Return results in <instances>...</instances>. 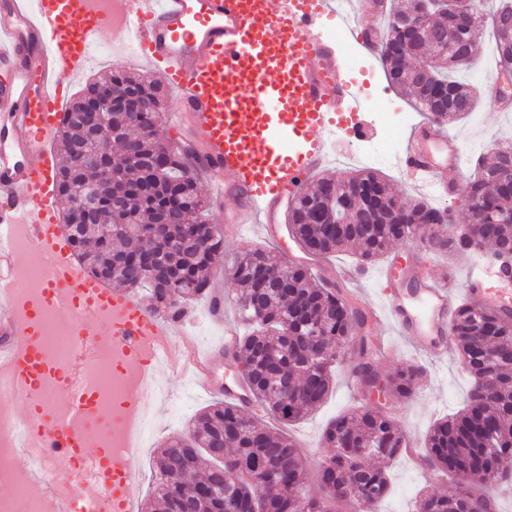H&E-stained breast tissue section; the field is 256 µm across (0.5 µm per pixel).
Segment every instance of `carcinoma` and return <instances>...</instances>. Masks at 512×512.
I'll use <instances>...</instances> for the list:
<instances>
[{"instance_id": "1", "label": "carcinoma", "mask_w": 512, "mask_h": 512, "mask_svg": "<svg viewBox=\"0 0 512 512\" xmlns=\"http://www.w3.org/2000/svg\"><path fill=\"white\" fill-rule=\"evenodd\" d=\"M424 10V0H404L388 14L378 58L389 83L411 97L425 115L442 109L440 121L463 118L475 106L474 87L452 73L470 63L479 31L490 26L498 61L512 52V32L500 19H512V0H502L492 13L466 20L459 14L435 9L421 29L404 40L396 19ZM110 86L121 93L138 89L143 109L138 113L111 112L103 125L88 129L84 109L87 97ZM161 85L136 79L125 70H113L88 82L68 105L58 130L61 153L57 189L65 204L66 238L86 275L101 283L143 292L145 307L169 324H179L188 307L212 294L211 267L224 254V238L205 218L195 163L187 150L166 146L128 151L145 132H158L157 115L165 109ZM102 140L116 150L87 166L80 150L93 151ZM512 144H500L495 160L475 165L466 182L462 208L469 223L454 224L451 212L436 213L426 229L434 249L448 255L486 244L497 252L512 249V221L485 223L494 208L512 213ZM103 183L97 220L89 224L80 206V188ZM500 183L496 194L483 191L486 180ZM354 184L374 194L369 214L355 207L349 224H322L320 211L328 186ZM392 193L379 175L365 171L319 178L302 191L288 213L293 238L307 253L325 256L352 249L361 263L384 255L410 233L411 225L427 218L423 200L404 201ZM173 243L157 272L143 270L140 255L158 242ZM239 285L236 311L246 326L234 354L239 375L267 413L281 424H291L316 409L332 386L335 365L346 359L345 348L358 343L353 373L367 390L381 375L366 361L372 348L363 334L367 318L337 283L314 275L311 269L284 261L265 248L241 253L231 268ZM473 386L463 408L438 420L426 436L425 462L458 479L448 495L423 493L418 512H474L479 502L490 503L495 490L512 487V319L471 301L461 303L450 323ZM418 369L405 368L384 382L408 398L414 392ZM332 453L319 469L320 494L302 493L306 471L301 453L284 433L262 423L242 406L219 401L194 417L188 432L168 438L154 470L151 512H253L264 500L263 512H339L355 502L363 508L377 505L390 489L389 465L405 447L396 423L376 407L366 405L332 420L323 433Z\"/></svg>"}]
</instances>
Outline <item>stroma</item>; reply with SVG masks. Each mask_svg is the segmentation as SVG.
Wrapping results in <instances>:
<instances>
[{"instance_id": "1", "label": "stroma", "mask_w": 512, "mask_h": 512, "mask_svg": "<svg viewBox=\"0 0 512 512\" xmlns=\"http://www.w3.org/2000/svg\"><path fill=\"white\" fill-rule=\"evenodd\" d=\"M335 44L348 60L351 79L365 82L370 94L383 96L388 109L384 112H368L370 136L348 144L337 143L338 157L349 153L353 159L342 163L337 157L324 167V174L339 175L370 170L384 176L396 195L406 199L413 198V191L406 187L394 161H369L365 155L381 146L388 147L393 152L398 151L411 128L420 121V113L414 112L410 101L388 83L376 57L364 53L358 44H349L340 38L336 39ZM491 44V36L481 37L477 42L474 65L458 75L459 80L480 89V102L469 116L447 127L449 135L456 137L461 143L463 158L460 178L464 181L472 174L477 160L493 159L496 144L512 142V111H501L496 92L490 86L494 79V71L488 65ZM117 68L148 79L162 76L161 71L143 63L135 40H128L125 45L116 47L112 44L111 36L107 35L93 49L89 68L83 75L70 80V95H77L87 80L105 76ZM208 216L224 237V262L214 270L212 283L215 290L224 295L225 318L232 319L236 316L234 299L238 286L228 273L229 264L240 253L252 248L272 249L284 255L287 254L288 247L284 244L275 245L266 239L259 225L225 224L224 209L216 204H209ZM390 256L399 257L405 265L420 264L423 275L431 276L455 293L463 291L468 255L447 257L434 253L427 242L404 239L396 241L390 247L387 257ZM386 259H378L362 270L358 267L355 254L339 252L324 258L323 263L326 269L333 272L337 281L344 283L348 291L363 294L368 300L378 303L382 300L380 278ZM371 326L375 336L379 338L380 351L374 363L381 376H390L409 365L422 371V377L412 397L405 399L390 394L382 397L378 405L400 427L408 445L415 448L416 452H423L430 427L438 418L463 405L471 380L462 367L458 350H450L445 356L421 355L387 319L372 321ZM156 375L164 389L161 399L151 406L155 433L148 447L136 451L139 474L136 493L143 502L148 501L152 495V463L158 448L168 437L187 432L194 415L217 399L215 393L204 391L202 383L196 377L183 379L165 368L157 370ZM364 400L365 396L352 375L351 366L346 363L337 368L334 388L328 399L302 420L285 426V433L302 450L307 471L306 488L310 493L319 491L316 472L328 453L321 441L323 429L334 417ZM390 483V492L379 503L378 512H413L414 502L421 492L450 494L456 489L454 479L429 469L424 463L405 454L392 462Z\"/></svg>"}]
</instances>
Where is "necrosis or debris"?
I'll return each mask as SVG.
<instances>
[{"label": "necrosis or debris", "mask_w": 512, "mask_h": 512, "mask_svg": "<svg viewBox=\"0 0 512 512\" xmlns=\"http://www.w3.org/2000/svg\"><path fill=\"white\" fill-rule=\"evenodd\" d=\"M26 304L38 307L40 314L39 347L47 366L38 385L41 409L53 410L69 387L71 358L80 340L72 326L59 322L53 312L43 309L44 288L41 278L32 276L23 290ZM169 342L168 335L150 339L140 354H132L117 336H101L93 360L83 364L82 405L85 414L111 415L112 434L93 440L101 456L114 457L125 449L141 447L150 434L151 424L138 408L154 391L152 377L145 373L144 361L153 357ZM48 429L33 420H21L0 412V512H47L49 491L69 484L71 476H81L87 485V500L95 503L106 498V490L95 483L91 469L93 458H71L67 473H57L48 458L43 439ZM28 452L36 467L46 471L47 494L28 495L29 474H17L9 468L10 458L17 451Z\"/></svg>", "instance_id": "obj_1"}]
</instances>
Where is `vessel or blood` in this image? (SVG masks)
Wrapping results in <instances>:
<instances>
[{"label":"vessel or blood","instance_id":"1","mask_svg":"<svg viewBox=\"0 0 512 512\" xmlns=\"http://www.w3.org/2000/svg\"><path fill=\"white\" fill-rule=\"evenodd\" d=\"M95 0H0V365L28 384L26 401L44 369L31 337L36 320L13 314L21 253L49 255L44 302L70 320L98 317L85 338L113 332L103 312L122 317L119 335L131 346L164 329L133 291L115 292L83 274L56 225V153L67 82L89 66L91 47L104 34L124 44L135 38L143 58L160 69L175 90L163 122L187 130L198 148L213 198L229 224H257L277 239L286 226L289 201L325 164L337 134L366 138L358 90L344 75V60L324 31L336 21L367 42L362 10L344 0H114L111 14H98ZM461 146L445 126L417 128L395 164L413 191L460 189ZM23 224L22 247L11 244L12 225ZM399 270L384 274V307L400 332L427 352L452 345L449 318L455 297L428 281L416 291L398 288ZM465 292L488 309L512 314V270L494 264L473 268ZM239 331L224 323L219 349L198 353L188 333H178L163 354L167 368L205 377L218 353H232ZM77 402L57 407L47 446L64 462L82 449ZM114 474L123 492L117 512H139L135 470Z\"/></svg>","mask_w":512,"mask_h":512}]
</instances>
